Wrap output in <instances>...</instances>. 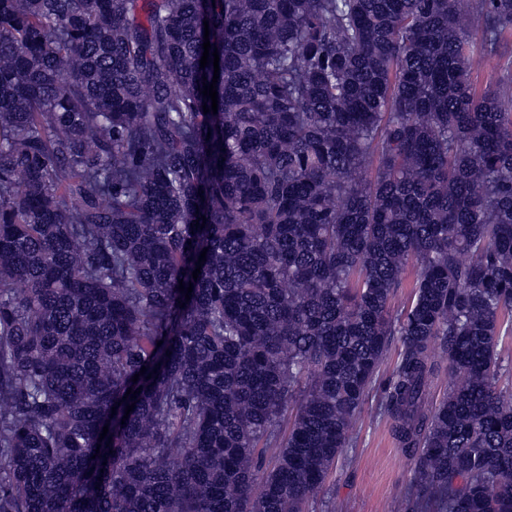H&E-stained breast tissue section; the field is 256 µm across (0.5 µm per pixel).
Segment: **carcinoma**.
<instances>
[{"label":"carcinoma","mask_w":512,"mask_h":512,"mask_svg":"<svg viewBox=\"0 0 512 512\" xmlns=\"http://www.w3.org/2000/svg\"><path fill=\"white\" fill-rule=\"evenodd\" d=\"M477 43L512 0H0V512H308L395 337L413 508L512 512Z\"/></svg>","instance_id":"obj_1"}]
</instances>
